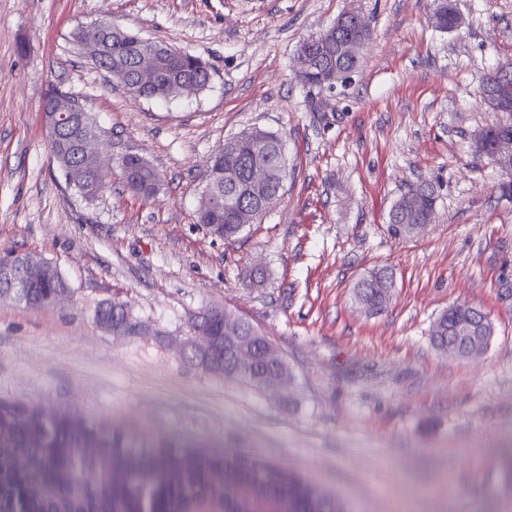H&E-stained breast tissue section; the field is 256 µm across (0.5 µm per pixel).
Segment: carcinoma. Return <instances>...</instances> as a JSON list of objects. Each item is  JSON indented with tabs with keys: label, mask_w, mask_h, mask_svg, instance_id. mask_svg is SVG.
Segmentation results:
<instances>
[{
	"label": "carcinoma",
	"mask_w": 512,
	"mask_h": 512,
	"mask_svg": "<svg viewBox=\"0 0 512 512\" xmlns=\"http://www.w3.org/2000/svg\"><path fill=\"white\" fill-rule=\"evenodd\" d=\"M461 17L450 0H440L434 13V26L444 32L457 30ZM371 31L353 22L339 37L327 38L310 49L306 57H296L297 76L309 87L333 86V71L354 72L361 54L343 51L347 43L365 44ZM165 43L143 40L136 34L118 31L112 34L105 51V62L112 69V81L134 96L168 102L187 91H202L211 81L210 66L200 56L183 52L179 56L161 57L157 47ZM60 139L51 144L54 161L65 181L83 198L93 200L103 187L96 159L77 151L78 134L98 130L88 111L62 112ZM235 145L223 151L216 168L223 169L224 179H206L202 200L196 212L197 223L210 227L224 226V238L241 231L243 216L266 213L278 197L277 186L257 190L251 186L252 170L257 165L276 166L283 150L281 139L273 132L253 127L242 132ZM512 148V123L485 129L476 142V151L492 148L500 142ZM125 185L131 192L148 198L159 180L149 163L134 155L121 160ZM435 208V193L428 183L408 189L389 213L391 230L408 234L417 224H430ZM27 259L39 266L37 280L25 289V305L49 306L52 294L66 291L59 272L36 255ZM394 287L388 269L380 268L362 278L355 295L370 312L383 310ZM98 324L117 327L128 321L125 304L109 301L99 307ZM472 327L471 344L489 343L493 325L485 321L474 325L472 308L463 303L439 315L431 330V342L439 350L465 357L468 348L455 344L448 330ZM216 349L212 364L217 369L231 363L224 356V337L220 327H212ZM268 369L259 363L237 380L262 388ZM25 444L32 454V465L19 470L13 448ZM224 468V485L212 483L211 474ZM94 476V483L82 491L73 490L76 481ZM198 496L224 502V512H343L338 502L324 496L314 485L301 479H285L273 466L256 463L247 468L237 465L227 454L223 457L176 446L152 435L125 436L94 422L52 415L42 406L0 401V512H186Z\"/></svg>",
	"instance_id": "cac0c4a2"
}]
</instances>
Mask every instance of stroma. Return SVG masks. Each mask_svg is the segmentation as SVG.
<instances>
[{
  "instance_id": "stroma-1",
  "label": "stroma",
  "mask_w": 512,
  "mask_h": 512,
  "mask_svg": "<svg viewBox=\"0 0 512 512\" xmlns=\"http://www.w3.org/2000/svg\"><path fill=\"white\" fill-rule=\"evenodd\" d=\"M436 4L0 0V255H38L67 285L42 309L0 296V400L261 459L345 512H512L498 469L512 448V200L474 153L507 119L479 92L512 59V0H454L453 33L433 27ZM349 10L372 30L359 69L304 86L300 43ZM101 19L201 55L209 86L167 103L113 87L72 39ZM53 86L85 100L113 158L151 163L153 196L130 194L117 166L95 199L66 186L41 112ZM254 126L281 138L288 173L262 220L227 241L195 212L211 157ZM421 181L437 190L433 223L393 235L391 207ZM380 267L394 288L371 314L354 287ZM107 300L126 302L141 334L100 328ZM459 303L494 326L481 355L430 341ZM210 307L266 336L287 393L184 360L179 343Z\"/></svg>"
}]
</instances>
